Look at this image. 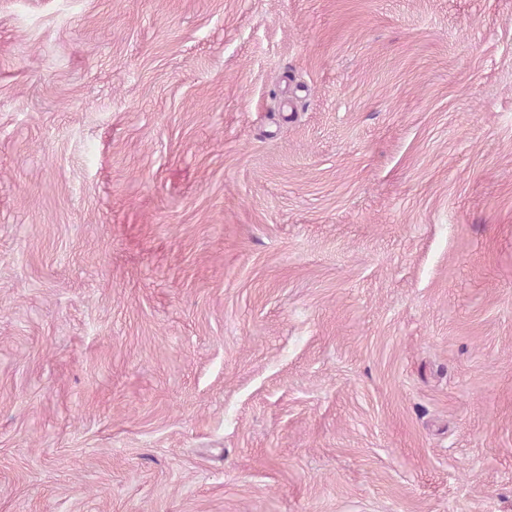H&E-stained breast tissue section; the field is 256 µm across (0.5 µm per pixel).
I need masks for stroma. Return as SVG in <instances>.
<instances>
[{
	"instance_id": "1",
	"label": "stroma",
	"mask_w": 512,
	"mask_h": 512,
	"mask_svg": "<svg viewBox=\"0 0 512 512\" xmlns=\"http://www.w3.org/2000/svg\"><path fill=\"white\" fill-rule=\"evenodd\" d=\"M0 512H512V0H0Z\"/></svg>"
}]
</instances>
